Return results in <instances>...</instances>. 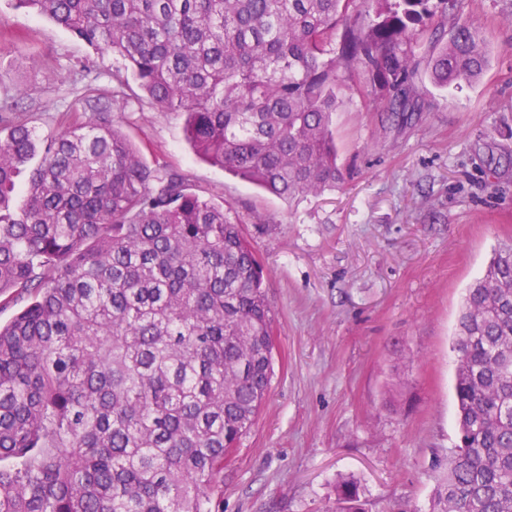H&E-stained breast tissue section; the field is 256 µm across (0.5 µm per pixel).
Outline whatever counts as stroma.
<instances>
[{"mask_svg": "<svg viewBox=\"0 0 512 512\" xmlns=\"http://www.w3.org/2000/svg\"><path fill=\"white\" fill-rule=\"evenodd\" d=\"M492 50L482 80L388 128L377 106L336 114L345 183L284 202L198 159L179 112L130 104L114 124L152 168L225 201L266 269L271 391L224 462L220 512H328L340 477L370 512H428L457 441L452 352L463 292L512 243V0H466ZM117 62L47 17L0 0V94L56 136L82 111L84 68L112 90ZM265 215L256 223V215ZM401 379H394L392 369Z\"/></svg>", "mask_w": 512, "mask_h": 512, "instance_id": "stroma-1", "label": "stroma"}]
</instances>
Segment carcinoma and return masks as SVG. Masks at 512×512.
Segmentation results:
<instances>
[{
  "label": "carcinoma",
  "mask_w": 512,
  "mask_h": 512,
  "mask_svg": "<svg viewBox=\"0 0 512 512\" xmlns=\"http://www.w3.org/2000/svg\"><path fill=\"white\" fill-rule=\"evenodd\" d=\"M121 61L93 123L0 127V512H213L273 375L264 268L222 202L110 121L136 84L193 152L285 202L336 187L338 92L400 126L488 64L464 0H14ZM458 444L430 512H512V244L466 288ZM332 512H367L351 480Z\"/></svg>",
  "instance_id": "1"
}]
</instances>
